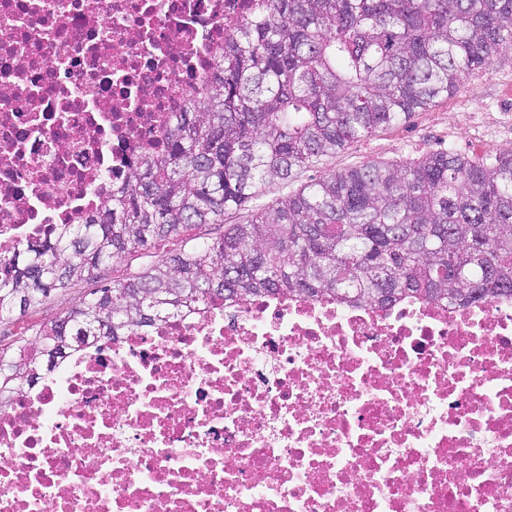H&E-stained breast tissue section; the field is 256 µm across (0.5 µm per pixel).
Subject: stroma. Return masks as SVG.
Masks as SVG:
<instances>
[{
    "instance_id": "stroma-1",
    "label": "stroma",
    "mask_w": 512,
    "mask_h": 512,
    "mask_svg": "<svg viewBox=\"0 0 512 512\" xmlns=\"http://www.w3.org/2000/svg\"><path fill=\"white\" fill-rule=\"evenodd\" d=\"M448 148L481 158H490L512 148V49L498 53L487 68L466 76L452 95L436 100L430 108L415 113L409 121L380 129L369 138L348 144L336 154L322 158L319 169L301 172L291 182L267 186L265 197L270 200L296 190L320 169L343 171L372 161L412 159ZM223 231L220 224H198L181 237L127 255L122 266L104 265L96 281L80 282L24 317L0 322V341L10 342L23 328L56 317L84 297L95 283L126 278L165 253L185 244L212 241Z\"/></svg>"
}]
</instances>
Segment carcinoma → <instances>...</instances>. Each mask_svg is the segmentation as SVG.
<instances>
[{
    "instance_id": "1",
    "label": "carcinoma",
    "mask_w": 512,
    "mask_h": 512,
    "mask_svg": "<svg viewBox=\"0 0 512 512\" xmlns=\"http://www.w3.org/2000/svg\"><path fill=\"white\" fill-rule=\"evenodd\" d=\"M210 79L173 113L112 209L62 224L0 266V320L24 315L101 266L222 224L93 289L28 336L0 344V393L63 347L117 336L208 300L271 292L381 305L402 297L512 296V149H451L325 171L269 202L348 143L405 122L512 49V0H250ZM240 210L248 219L225 223Z\"/></svg>"
}]
</instances>
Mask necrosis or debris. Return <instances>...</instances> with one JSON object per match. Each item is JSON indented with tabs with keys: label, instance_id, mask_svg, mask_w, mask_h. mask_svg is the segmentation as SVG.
Wrapping results in <instances>:
<instances>
[{
	"label": "necrosis or debris",
	"instance_id": "necrosis-or-debris-1",
	"mask_svg": "<svg viewBox=\"0 0 512 512\" xmlns=\"http://www.w3.org/2000/svg\"><path fill=\"white\" fill-rule=\"evenodd\" d=\"M248 0H0V258L109 209ZM0 512H512V297L264 294L0 401Z\"/></svg>",
	"mask_w": 512,
	"mask_h": 512
}]
</instances>
